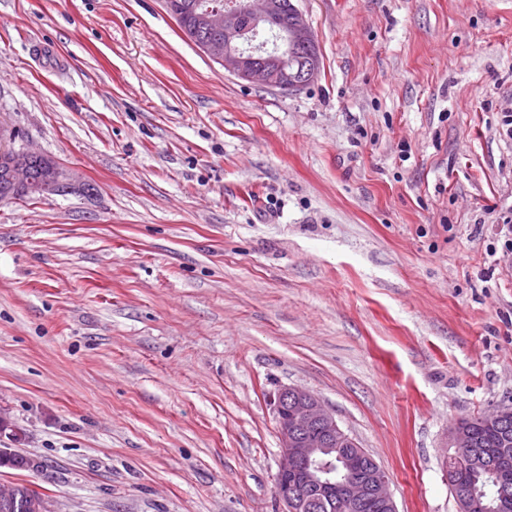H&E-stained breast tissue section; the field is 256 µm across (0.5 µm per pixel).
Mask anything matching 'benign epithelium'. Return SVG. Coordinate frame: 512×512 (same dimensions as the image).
Returning <instances> with one entry per match:
<instances>
[{
	"instance_id": "7a95c632",
	"label": "benign epithelium",
	"mask_w": 512,
	"mask_h": 512,
	"mask_svg": "<svg viewBox=\"0 0 512 512\" xmlns=\"http://www.w3.org/2000/svg\"><path fill=\"white\" fill-rule=\"evenodd\" d=\"M194 26L209 33L200 48L224 72L252 85L275 87L297 92L313 82L320 74L321 61L314 33L305 16L285 0H241L237 7L217 3H190ZM280 49L262 47L244 49L241 46L246 29L244 20L261 29H269L283 16ZM13 137L0 128V156H15L9 171L13 190L21 195L64 192L68 189L63 170L53 167L41 179L29 176L25 158L33 152L12 147ZM276 424L281 440L282 462L275 480V492L283 512H303L307 489L332 492L340 489L345 512H362L377 502L386 512H397L388 486L385 471L338 425L333 413L309 391L288 387L281 389L275 399ZM20 433L0 424V462L16 457L11 444L18 442ZM453 459L460 465L479 463L474 439L465 427L450 434ZM352 449L341 457L345 471L343 481L336 483V459L319 455L326 448Z\"/></svg>"
}]
</instances>
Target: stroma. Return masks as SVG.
Masks as SVG:
<instances>
[{"instance_id": "stroma-1", "label": "stroma", "mask_w": 512, "mask_h": 512, "mask_svg": "<svg viewBox=\"0 0 512 512\" xmlns=\"http://www.w3.org/2000/svg\"><path fill=\"white\" fill-rule=\"evenodd\" d=\"M321 71L224 73L165 0H0V125L68 190L0 201V414L52 512H280L319 397L398 512L512 407V0H294Z\"/></svg>"}]
</instances>
